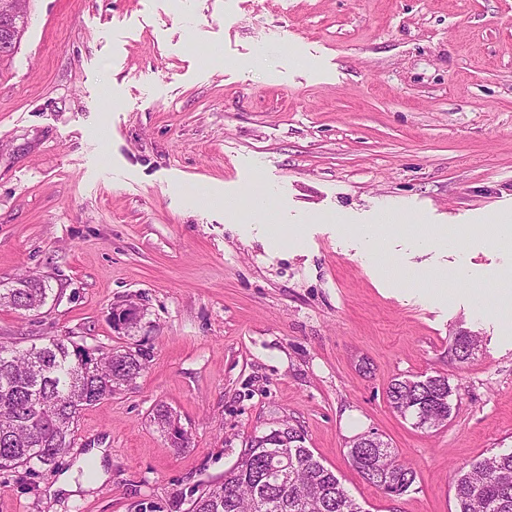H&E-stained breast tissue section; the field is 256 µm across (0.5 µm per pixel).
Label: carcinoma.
Returning a JSON list of instances; mask_svg holds the SVG:
<instances>
[{
	"label": "carcinoma",
	"instance_id": "cac0c4a2",
	"mask_svg": "<svg viewBox=\"0 0 512 512\" xmlns=\"http://www.w3.org/2000/svg\"><path fill=\"white\" fill-rule=\"evenodd\" d=\"M50 286L28 274L0 289V306L24 314L47 303ZM477 336L460 334L451 346L459 363L477 347ZM145 368L139 347L94 355L67 338H53L22 349L0 343V470L37 462L53 466L74 443L80 411L121 390ZM391 408L416 428L446 425L453 406L448 377L394 380L386 391ZM154 423L172 447L185 448L188 434L167 405L152 410ZM288 456L290 476L280 483L266 477L269 465ZM351 465L381 494L393 500L412 487L416 471L399 459L389 443L377 438L352 442ZM456 512H512V448L473 464L454 485ZM184 512H366L336 473L305 446L304 432L284 420L251 438L238 460L198 495Z\"/></svg>",
	"mask_w": 512,
	"mask_h": 512
}]
</instances>
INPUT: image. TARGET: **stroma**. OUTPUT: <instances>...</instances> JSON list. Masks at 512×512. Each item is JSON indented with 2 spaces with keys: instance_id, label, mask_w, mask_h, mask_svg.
<instances>
[{
  "instance_id": "obj_1",
  "label": "stroma",
  "mask_w": 512,
  "mask_h": 512,
  "mask_svg": "<svg viewBox=\"0 0 512 512\" xmlns=\"http://www.w3.org/2000/svg\"><path fill=\"white\" fill-rule=\"evenodd\" d=\"M212 188L268 190L278 240L199 206ZM383 205L402 224L374 266L355 227ZM511 208L512 0H28L0 64V285L30 272L55 298L0 308V342L147 361L56 465L0 471V512H175L285 420L367 512H456L458 469L512 448V252L414 241ZM463 332L479 346L449 362ZM437 373L452 417L414 427L386 389ZM367 432L417 471L395 505L347 459ZM152 417L154 423L167 435L172 447H187L188 434L180 425L178 415L170 407L165 404H157L152 410Z\"/></svg>"
}]
</instances>
